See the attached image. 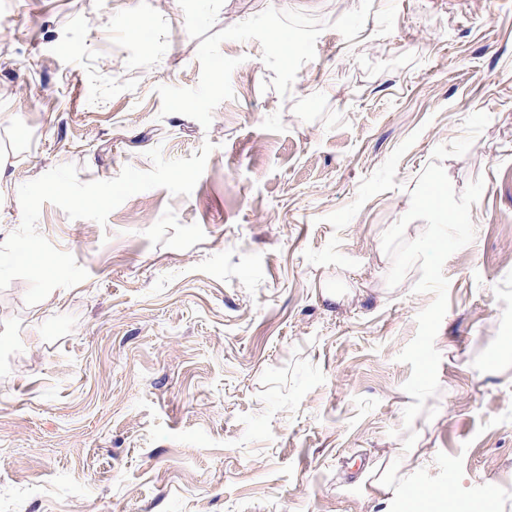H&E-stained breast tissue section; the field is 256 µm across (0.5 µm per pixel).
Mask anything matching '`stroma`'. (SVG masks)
Listing matches in <instances>:
<instances>
[{
	"label": "stroma",
	"mask_w": 512,
	"mask_h": 512,
	"mask_svg": "<svg viewBox=\"0 0 512 512\" xmlns=\"http://www.w3.org/2000/svg\"><path fill=\"white\" fill-rule=\"evenodd\" d=\"M475 112L442 162L484 189L442 268L438 413L407 427L398 356L435 295L416 266L388 287L381 240ZM207 141L190 195L102 225L42 205L88 276L0 289V512H442L447 484L512 512V0H0V243L56 166Z\"/></svg>",
	"instance_id": "obj_1"
}]
</instances>
